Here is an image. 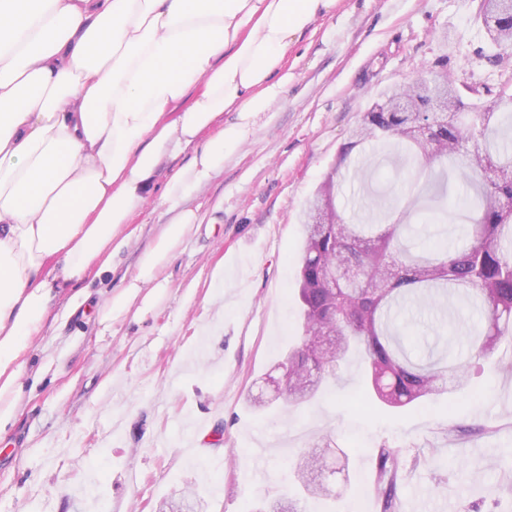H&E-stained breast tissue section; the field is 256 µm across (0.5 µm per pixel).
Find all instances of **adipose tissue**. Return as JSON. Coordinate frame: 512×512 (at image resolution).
<instances>
[{
    "mask_svg": "<svg viewBox=\"0 0 512 512\" xmlns=\"http://www.w3.org/2000/svg\"><path fill=\"white\" fill-rule=\"evenodd\" d=\"M335 4L0 0V428L54 291L110 270L164 161L194 152L168 182L174 202L223 165L287 90L294 37ZM194 222L162 225L136 281Z\"/></svg>",
    "mask_w": 512,
    "mask_h": 512,
    "instance_id": "ef3b65f1",
    "label": "adipose tissue"
}]
</instances>
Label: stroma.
<instances>
[{
    "instance_id": "stroma-1",
    "label": "stroma",
    "mask_w": 512,
    "mask_h": 512,
    "mask_svg": "<svg viewBox=\"0 0 512 512\" xmlns=\"http://www.w3.org/2000/svg\"><path fill=\"white\" fill-rule=\"evenodd\" d=\"M474 14L475 0H336L291 43L287 92L175 206L166 186L191 156L163 163L111 271L57 290L28 341L18 407L0 429V512H100L103 502L110 512H154L189 491L203 512H255L275 491L300 512H353L360 497L381 512L372 488L385 444L402 454L394 512H512V369L471 358L469 316L419 306L399 317L416 355L451 347L471 376L467 390L427 407L364 398L356 353L311 406L286 414L247 402L267 393L300 342L303 212L362 113L442 55L457 83H502ZM353 167L340 199L364 222L424 185L391 145ZM462 198L459 175H449L442 211L414 218L411 245H461ZM187 211L195 224L174 257L155 281L132 287L161 225ZM125 294L129 303L103 325L109 299ZM325 434L329 493L300 497L291 460ZM431 456L439 469L423 466Z\"/></svg>"
}]
</instances>
